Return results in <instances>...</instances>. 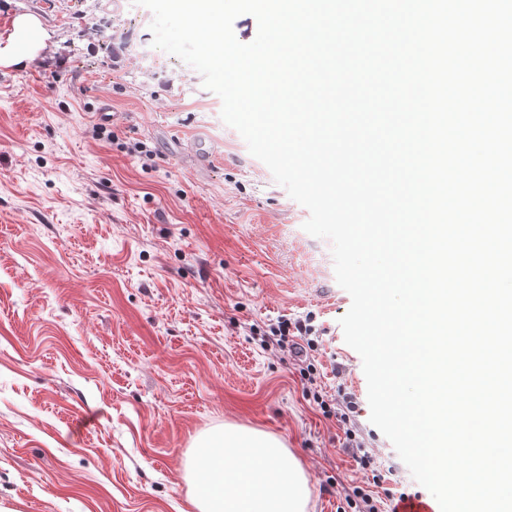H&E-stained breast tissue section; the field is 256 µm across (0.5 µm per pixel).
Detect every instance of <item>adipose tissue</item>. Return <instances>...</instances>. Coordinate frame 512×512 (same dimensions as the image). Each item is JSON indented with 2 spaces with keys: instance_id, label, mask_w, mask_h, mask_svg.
Masks as SVG:
<instances>
[{
  "instance_id": "1",
  "label": "adipose tissue",
  "mask_w": 512,
  "mask_h": 512,
  "mask_svg": "<svg viewBox=\"0 0 512 512\" xmlns=\"http://www.w3.org/2000/svg\"><path fill=\"white\" fill-rule=\"evenodd\" d=\"M206 443L208 453L186 471L195 485L192 512H304L306 478L277 439L228 428Z\"/></svg>"
}]
</instances>
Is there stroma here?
Returning <instances> with one entry per match:
<instances>
[{
  "label": "stroma",
  "instance_id": "35a3bbf8",
  "mask_svg": "<svg viewBox=\"0 0 512 512\" xmlns=\"http://www.w3.org/2000/svg\"><path fill=\"white\" fill-rule=\"evenodd\" d=\"M152 18L132 0H0V27L29 22L39 58L0 51V507L189 512L186 464L232 426L301 464L305 512H355L344 484L426 496L369 420L330 241L303 230L308 210L200 74L153 47ZM196 142L213 154L201 175L184 159ZM282 319L315 327L316 383L262 349ZM317 384L354 398L373 463Z\"/></svg>",
  "mask_w": 512,
  "mask_h": 512
}]
</instances>
